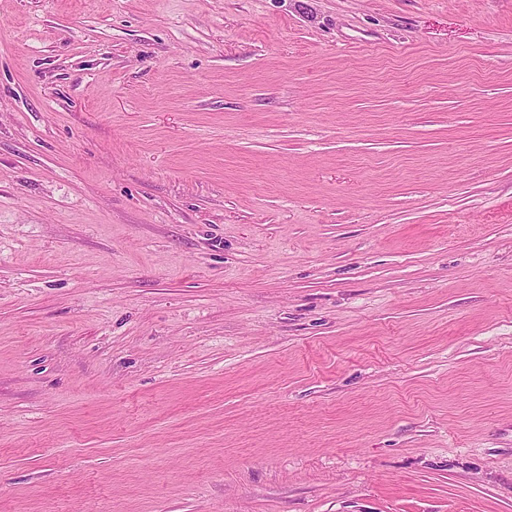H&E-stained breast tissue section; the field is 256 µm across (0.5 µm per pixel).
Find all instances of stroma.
Wrapping results in <instances>:
<instances>
[{
    "label": "stroma",
    "instance_id": "1",
    "mask_svg": "<svg viewBox=\"0 0 512 512\" xmlns=\"http://www.w3.org/2000/svg\"><path fill=\"white\" fill-rule=\"evenodd\" d=\"M0 512H512V0H0Z\"/></svg>",
    "mask_w": 512,
    "mask_h": 512
}]
</instances>
